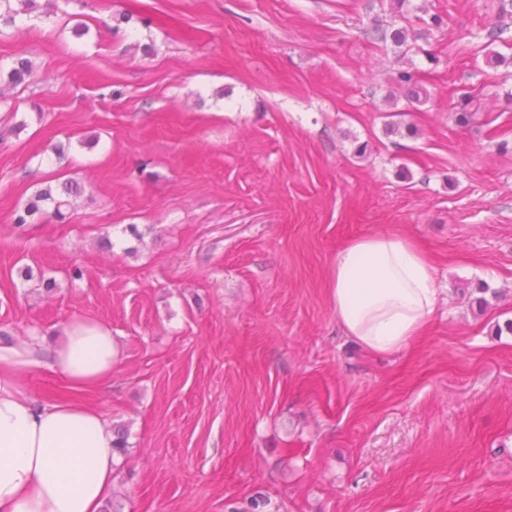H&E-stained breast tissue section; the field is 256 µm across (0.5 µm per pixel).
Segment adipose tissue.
<instances>
[{
    "mask_svg": "<svg viewBox=\"0 0 512 512\" xmlns=\"http://www.w3.org/2000/svg\"><path fill=\"white\" fill-rule=\"evenodd\" d=\"M440 293L410 240L352 238L336 257V319L367 350L397 353L423 336ZM115 363L112 330L100 321L73 320L51 341L0 344V512H101L118 467L106 420L78 400L35 398L23 375L48 371L83 391L109 381Z\"/></svg>",
    "mask_w": 512,
    "mask_h": 512,
    "instance_id": "1",
    "label": "adipose tissue"
}]
</instances>
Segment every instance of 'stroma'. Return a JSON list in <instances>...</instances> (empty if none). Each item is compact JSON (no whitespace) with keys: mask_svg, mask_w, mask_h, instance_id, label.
Wrapping results in <instances>:
<instances>
[{"mask_svg":"<svg viewBox=\"0 0 512 512\" xmlns=\"http://www.w3.org/2000/svg\"><path fill=\"white\" fill-rule=\"evenodd\" d=\"M36 3L0 29V66L34 65L0 112V334L111 327L82 399L127 429L121 512H512V6L405 0L404 54L370 38L382 0ZM69 179V221L14 227ZM380 234L442 290L392 355L330 298L342 245Z\"/></svg>","mask_w":512,"mask_h":512,"instance_id":"35a3bbf8","label":"stroma"}]
</instances>
